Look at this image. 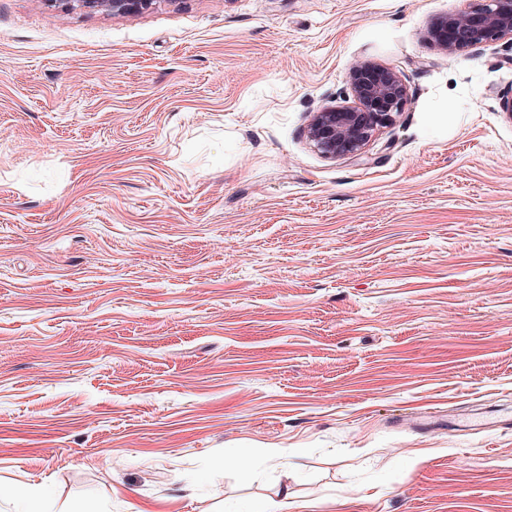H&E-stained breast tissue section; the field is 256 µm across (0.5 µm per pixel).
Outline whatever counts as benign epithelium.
Here are the masks:
<instances>
[{"mask_svg": "<svg viewBox=\"0 0 512 512\" xmlns=\"http://www.w3.org/2000/svg\"><path fill=\"white\" fill-rule=\"evenodd\" d=\"M54 2L70 13L105 11L114 16L137 15L160 4V0ZM428 37L447 54L494 41L512 43V0H475L470 9L435 20ZM348 85L352 104L324 105L310 113L305 127L308 144L328 159L363 157L366 146L395 120L408 98L407 85L397 72L368 61L353 66L348 73Z\"/></svg>", "mask_w": 512, "mask_h": 512, "instance_id": "7a95c632", "label": "benign epithelium"}]
</instances>
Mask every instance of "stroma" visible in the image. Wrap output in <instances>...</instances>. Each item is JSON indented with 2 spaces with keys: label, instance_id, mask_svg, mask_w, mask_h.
Instances as JSON below:
<instances>
[{
  "label": "stroma",
  "instance_id": "35a3bbf8",
  "mask_svg": "<svg viewBox=\"0 0 512 512\" xmlns=\"http://www.w3.org/2000/svg\"><path fill=\"white\" fill-rule=\"evenodd\" d=\"M468 5L0 0V487L512 512V43L425 37ZM363 59L408 102L324 158L308 115ZM479 403L499 422L411 419ZM66 12L105 11L112 16L137 15L154 8L160 0H54Z\"/></svg>",
  "mask_w": 512,
  "mask_h": 512
}]
</instances>
